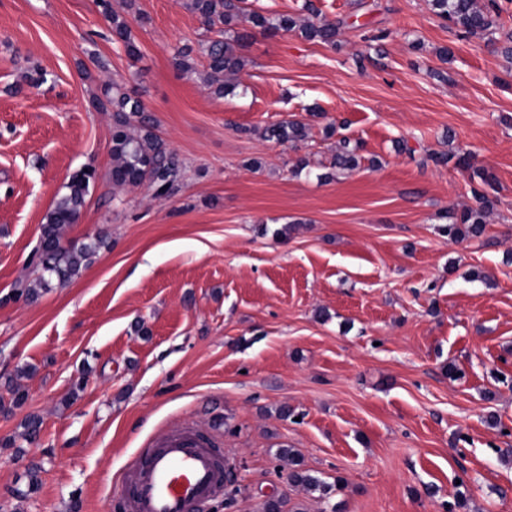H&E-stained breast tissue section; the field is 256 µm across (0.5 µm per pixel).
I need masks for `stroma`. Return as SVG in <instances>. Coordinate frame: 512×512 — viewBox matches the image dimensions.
<instances>
[{
	"label": "stroma",
	"instance_id": "1",
	"mask_svg": "<svg viewBox=\"0 0 512 512\" xmlns=\"http://www.w3.org/2000/svg\"><path fill=\"white\" fill-rule=\"evenodd\" d=\"M313 2L335 43L255 33L218 98L206 69L174 65L211 35L186 0H111L136 57L96 0H0V387L29 395L0 414V512H114L126 459L184 422L217 434L237 474L207 512L271 496L284 512L459 497L458 512H512V62L429 0ZM32 66L44 83L20 84ZM108 76L178 153L176 194L113 186L112 115L90 105ZM291 118L305 141L265 138ZM342 138L355 170L331 165ZM88 165L99 179L68 236L107 247L69 285L14 299L38 275L43 216ZM484 171L485 229L452 240L446 215L475 206ZM31 413L38 443L7 446ZM286 447L327 499L289 482ZM100 6L107 20L111 24L112 36L117 43H121L129 56L138 55V46L135 36L127 20L120 14L113 12L109 0H99Z\"/></svg>",
	"mask_w": 512,
	"mask_h": 512
}]
</instances>
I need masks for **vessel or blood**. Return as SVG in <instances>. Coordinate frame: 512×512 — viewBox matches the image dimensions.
<instances>
[{
	"label": "vessel or blood",
	"mask_w": 512,
	"mask_h": 512,
	"mask_svg": "<svg viewBox=\"0 0 512 512\" xmlns=\"http://www.w3.org/2000/svg\"><path fill=\"white\" fill-rule=\"evenodd\" d=\"M223 456L216 437L182 425L128 457L117 500L123 512H203L224 494Z\"/></svg>",
	"instance_id": "vessel-or-blood-1"
}]
</instances>
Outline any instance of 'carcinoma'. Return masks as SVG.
Listing matches in <instances>:
<instances>
[{
  "label": "carcinoma",
  "mask_w": 512,
  "mask_h": 512,
  "mask_svg": "<svg viewBox=\"0 0 512 512\" xmlns=\"http://www.w3.org/2000/svg\"><path fill=\"white\" fill-rule=\"evenodd\" d=\"M103 13L111 24L112 36L122 44L130 56L138 55L135 36L127 20L112 11L109 0H99ZM434 14L457 29L470 35H492L496 18L502 11L499 0H430ZM189 7L211 28H216L217 37L200 44V52L206 59L210 71L208 84L210 93L224 96L230 86L224 77L234 76L244 69V60L237 47L249 41L252 33L235 32L233 39L224 38V33L234 29L240 20L250 24L251 29L262 33L299 30L308 40L333 43L339 33L335 24L308 23L297 25L294 17L283 14L271 19L259 12L248 9L246 0H190ZM175 66L186 73L195 70L194 48L185 44L175 50ZM92 107L99 112L112 113V184L119 187L144 186L156 197H169L177 190L181 177V163L173 150L156 133V122L142 101L131 95L116 80L112 79L101 87V94L93 97ZM267 139L280 143H298L307 138L306 126L297 120H286L266 129ZM359 146L349 147L343 143L341 151L333 158V167L353 170L359 166ZM96 184V170L87 166L71 176L65 185V192L58 195L52 207L42 219L36 264H43L46 270L37 278L36 284H18L14 296L33 302L39 297V290L49 286V278L56 277L64 286L77 277L81 270L91 264L98 251L108 246L107 237L98 234L90 241H63L67 227L78 222L85 208L91 190ZM478 206L460 214L448 215L451 223L443 231L452 239H460L467 234L479 235L483 232L486 214L492 201L487 193L473 191ZM5 390L9 398L0 396V412L8 415L15 409L25 406L28 401L26 390L8 383ZM41 420L30 414L21 423V438L33 443L36 441ZM277 458L288 465V479L324 497L330 486L317 476L301 467L299 457L289 448H280Z\"/></svg>",
  "instance_id": "1"
}]
</instances>
